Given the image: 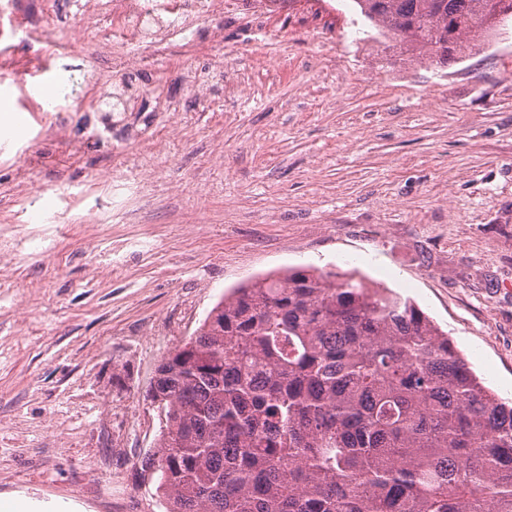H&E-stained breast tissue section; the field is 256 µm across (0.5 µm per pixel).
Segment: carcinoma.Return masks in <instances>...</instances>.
Returning <instances> with one entry per match:
<instances>
[{"instance_id":"cac0c4a2","label":"carcinoma","mask_w":512,"mask_h":512,"mask_svg":"<svg viewBox=\"0 0 512 512\" xmlns=\"http://www.w3.org/2000/svg\"><path fill=\"white\" fill-rule=\"evenodd\" d=\"M444 64L512 0H356ZM166 512H512V404L415 302L357 271L289 268L224 293L148 393Z\"/></svg>"}]
</instances>
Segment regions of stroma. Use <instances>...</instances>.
Segmentation results:
<instances>
[{"label": "stroma", "instance_id": "obj_1", "mask_svg": "<svg viewBox=\"0 0 512 512\" xmlns=\"http://www.w3.org/2000/svg\"><path fill=\"white\" fill-rule=\"evenodd\" d=\"M73 13L0 0V113L24 123L0 139V512H165L133 478L158 443V362L224 291L289 267L412 299L512 400V26L439 67L355 0H235L236 93L185 81L213 51L203 24L125 75L135 110L94 112L87 81L113 74L98 46H135ZM34 15L47 69L23 99ZM48 86L75 87L74 108Z\"/></svg>", "mask_w": 512, "mask_h": 512}]
</instances>
